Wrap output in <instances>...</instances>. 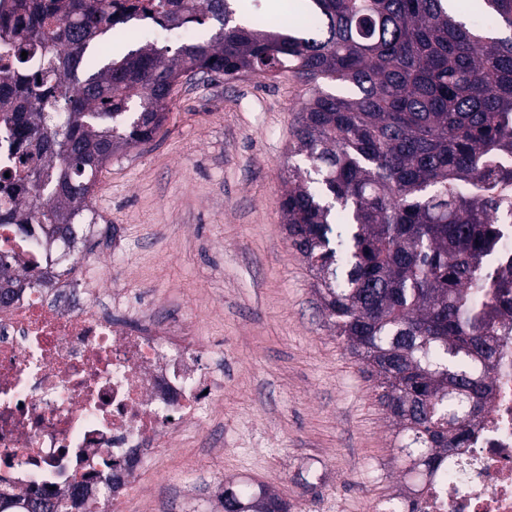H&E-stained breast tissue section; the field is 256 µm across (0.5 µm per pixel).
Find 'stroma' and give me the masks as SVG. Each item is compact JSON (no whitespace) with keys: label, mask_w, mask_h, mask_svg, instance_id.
Here are the masks:
<instances>
[{"label":"stroma","mask_w":512,"mask_h":512,"mask_svg":"<svg viewBox=\"0 0 512 512\" xmlns=\"http://www.w3.org/2000/svg\"><path fill=\"white\" fill-rule=\"evenodd\" d=\"M291 74H221L176 86L160 133L99 171L86 247L125 245L106 273L224 352L210 434L163 449L128 512H222L225 481L264 483L288 512H379L402 489L396 429L362 360L322 313L288 240L282 195Z\"/></svg>","instance_id":"35a3bbf8"}]
</instances>
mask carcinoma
Returning <instances> with one entry per match:
<instances>
[{
	"label": "carcinoma",
	"instance_id": "obj_1",
	"mask_svg": "<svg viewBox=\"0 0 512 512\" xmlns=\"http://www.w3.org/2000/svg\"><path fill=\"white\" fill-rule=\"evenodd\" d=\"M315 34L245 24L238 0H0V103L20 166L2 224L50 237L91 213L101 167L153 140L171 84L187 70L229 78L283 72L310 86L296 113L281 204L288 238L336 335L366 364L421 478L470 445L512 349V260L494 263L512 202V0H483L484 22L450 0H308ZM150 13L166 29L215 33L175 52L154 44L111 60L112 18ZM39 53L34 71L22 52ZM348 88L344 96L322 85ZM224 512H288L266 485L224 486Z\"/></svg>",
	"mask_w": 512,
	"mask_h": 512
}]
</instances>
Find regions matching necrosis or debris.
I'll return each instance as SVG.
<instances>
[{
  "label": "necrosis or debris",
  "mask_w": 512,
  "mask_h": 512,
  "mask_svg": "<svg viewBox=\"0 0 512 512\" xmlns=\"http://www.w3.org/2000/svg\"><path fill=\"white\" fill-rule=\"evenodd\" d=\"M39 230L0 226V253L37 279L0 303V492L47 497L83 481L88 496L125 500L137 474L161 465L158 446L202 429L221 369L182 321L159 324L106 288L101 260H47ZM469 448L449 455L418 512H512V360Z\"/></svg>",
  "instance_id": "1"
}]
</instances>
